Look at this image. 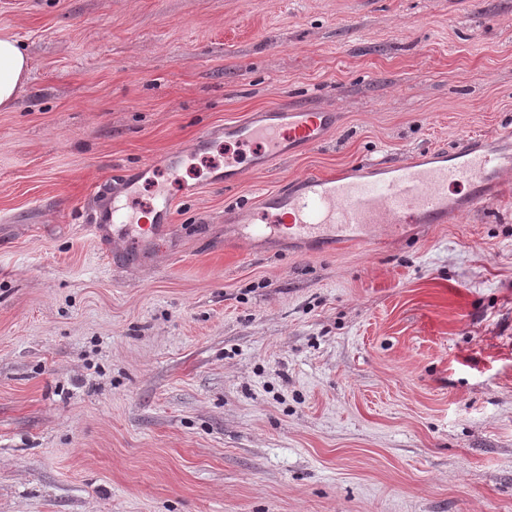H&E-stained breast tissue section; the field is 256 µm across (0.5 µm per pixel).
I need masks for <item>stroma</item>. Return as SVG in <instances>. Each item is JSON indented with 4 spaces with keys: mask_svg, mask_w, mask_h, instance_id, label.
<instances>
[{
    "mask_svg": "<svg viewBox=\"0 0 512 512\" xmlns=\"http://www.w3.org/2000/svg\"><path fill=\"white\" fill-rule=\"evenodd\" d=\"M0 512H512V172L372 248L238 242L310 173L512 131V0H0ZM319 146L207 184L123 263L89 190L269 107ZM196 185L182 198L183 183ZM30 73V59L18 42L10 36H0V108L12 107Z\"/></svg>",
    "mask_w": 512,
    "mask_h": 512,
    "instance_id": "obj_1",
    "label": "stroma"
}]
</instances>
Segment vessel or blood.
Returning <instances> with one entry per match:
<instances>
[{
    "mask_svg": "<svg viewBox=\"0 0 512 512\" xmlns=\"http://www.w3.org/2000/svg\"><path fill=\"white\" fill-rule=\"evenodd\" d=\"M336 126V115L325 109L272 108L231 125L236 143L250 146L246 163L229 158L218 184L238 183L244 170L262 171L288 154L325 143ZM214 138L206 133L187 148L177 147L139 165L118 168L111 179L93 186L87 222L95 238H123L129 254L159 244L174 224L171 198L158 193L144 209L135 208L140 183L157 168L178 175L184 164ZM512 171V153L484 140L461 139L448 148L412 156L400 163L359 166L350 173L326 176L310 173L268 192L262 206L267 225L255 222L250 205L239 206L237 238L256 243L258 237L287 239L320 246L373 245L376 228L386 224H442L449 213L482 206L490 188ZM465 186L463 195L449 187Z\"/></svg>",
    "mask_w": 512,
    "mask_h": 512,
    "instance_id": "b4317fda",
    "label": "vessel or blood"
}]
</instances>
